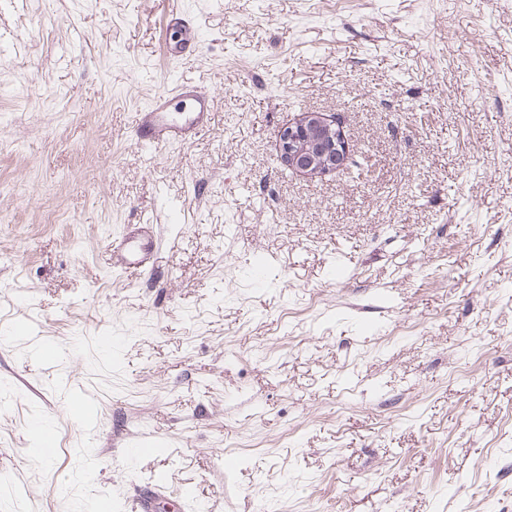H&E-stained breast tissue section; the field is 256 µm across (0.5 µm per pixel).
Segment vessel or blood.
Returning a JSON list of instances; mask_svg holds the SVG:
<instances>
[{
  "mask_svg": "<svg viewBox=\"0 0 512 512\" xmlns=\"http://www.w3.org/2000/svg\"><path fill=\"white\" fill-rule=\"evenodd\" d=\"M175 100L190 101L191 109L187 115H170L169 106ZM212 112L209 97L199 95L189 86L176 82L155 95L149 107L137 112L134 132L138 141L154 147L180 142L207 123ZM158 245L154 225L142 224L113 240L112 252L120 269L135 271L148 266ZM165 494V485L152 482L139 485L134 497L137 512H152L155 501Z\"/></svg>",
  "mask_w": 512,
  "mask_h": 512,
  "instance_id": "obj_1",
  "label": "vessel or blood"
}]
</instances>
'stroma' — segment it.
<instances>
[{"label":"stroma","mask_w":512,"mask_h":512,"mask_svg":"<svg viewBox=\"0 0 512 512\" xmlns=\"http://www.w3.org/2000/svg\"><path fill=\"white\" fill-rule=\"evenodd\" d=\"M173 82L214 118L155 149ZM305 112L346 168L282 165ZM154 479L173 512H512V0H0V512ZM173 100H190L191 109L185 116H172L169 106ZM212 101L181 83H173L155 95L151 105L136 112L134 132L143 144L160 147L182 142L211 119ZM138 225L129 233L112 241V252L118 262L116 266L124 272L146 268L159 245L154 225Z\"/></svg>","instance_id":"35a3bbf8"}]
</instances>
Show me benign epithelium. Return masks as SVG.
I'll use <instances>...</instances> for the list:
<instances>
[{
  "label": "benign epithelium",
  "instance_id": "benign-epithelium-1",
  "mask_svg": "<svg viewBox=\"0 0 512 512\" xmlns=\"http://www.w3.org/2000/svg\"><path fill=\"white\" fill-rule=\"evenodd\" d=\"M279 147L287 169L309 176L340 170L348 161L344 134L318 112H305L283 128Z\"/></svg>",
  "mask_w": 512,
  "mask_h": 512
}]
</instances>
